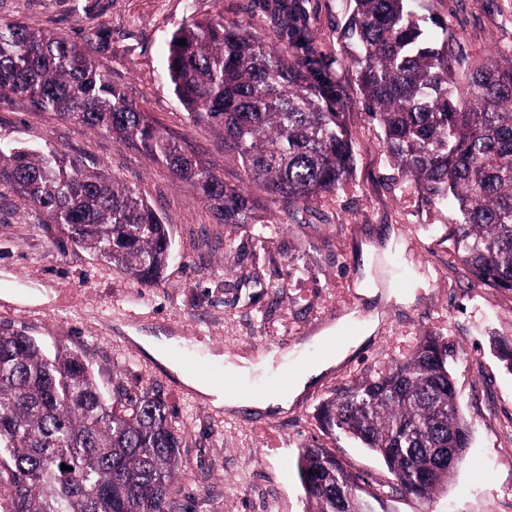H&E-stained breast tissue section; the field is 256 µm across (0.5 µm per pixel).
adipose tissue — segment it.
I'll return each instance as SVG.
<instances>
[{"mask_svg": "<svg viewBox=\"0 0 512 512\" xmlns=\"http://www.w3.org/2000/svg\"><path fill=\"white\" fill-rule=\"evenodd\" d=\"M346 355L338 350L308 361L298 376L287 388L254 395L245 391L229 393L222 386L198 377H190L188 383L203 396L209 398L214 406L241 407L251 406L260 410L282 412L288 410L295 400L312 385L324 372L334 367Z\"/></svg>", "mask_w": 512, "mask_h": 512, "instance_id": "ef3b65f1", "label": "adipose tissue"}]
</instances>
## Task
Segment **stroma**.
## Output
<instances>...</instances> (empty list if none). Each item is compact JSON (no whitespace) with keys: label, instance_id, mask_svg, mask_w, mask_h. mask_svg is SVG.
Instances as JSON below:
<instances>
[{"label":"stroma","instance_id":"stroma-1","mask_svg":"<svg viewBox=\"0 0 512 512\" xmlns=\"http://www.w3.org/2000/svg\"><path fill=\"white\" fill-rule=\"evenodd\" d=\"M0 0V21L84 46L99 72L141 108L185 136L225 180L235 172L211 130L189 122L163 79V51L190 17L223 15L252 24L274 43L258 0ZM349 0H303L314 43L342 94L356 155L336 193L289 214L270 205L278 230L221 224L187 182L111 134L0 100V142L47 145L132 188L170 229L173 258L160 279L141 283L44 223L9 183L0 182V329L34 337L47 352L82 351L104 393L120 382L165 402L181 441L172 486L179 512H305L300 448L330 450L367 481L373 512H512V373L495 347L512 343V292L477 284L448 239L455 216L431 191L403 180L387 160L383 134L367 116L340 29ZM419 16L448 34L453 73L479 64L512 65V0H416ZM373 318L363 345L284 413L210 405L138 344L172 338L193 355L231 350L277 366L241 381L271 385L277 367L316 356L323 331ZM441 337L471 446L445 491L426 499L392 489L384 463L325 430L320 404L336 389L377 376L413 351L423 334Z\"/></svg>","mask_w":512,"mask_h":512}]
</instances>
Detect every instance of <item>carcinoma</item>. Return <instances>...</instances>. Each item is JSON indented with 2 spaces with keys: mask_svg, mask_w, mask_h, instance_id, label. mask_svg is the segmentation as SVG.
<instances>
[{
  "mask_svg": "<svg viewBox=\"0 0 512 512\" xmlns=\"http://www.w3.org/2000/svg\"><path fill=\"white\" fill-rule=\"evenodd\" d=\"M351 2L341 38L388 158L455 211L448 237L476 282L512 291V67H481L462 93L448 39L426 27L413 0ZM260 5L274 21L276 50L219 15L183 21L165 51L164 78L189 121L219 136L236 183L148 118L83 47L50 31L0 23V99L104 129L190 182L219 223L271 234L278 226L259 218V195L306 207L348 179L355 149L300 0ZM1 179L73 243L141 282L160 277L168 226L116 177L56 149L0 145ZM319 413L377 454L404 496L443 489L470 442L447 348L428 334L410 357L337 390ZM180 447L156 394L134 397L115 383L108 400L85 354H49L31 336L0 331V490L10 512H175ZM448 448L455 465L435 463ZM297 470L306 512H367L353 493L362 478L327 449H302Z\"/></svg>",
  "mask_w": 512,
  "mask_h": 512,
  "instance_id": "cac0c4a2",
  "label": "carcinoma"
}]
</instances>
